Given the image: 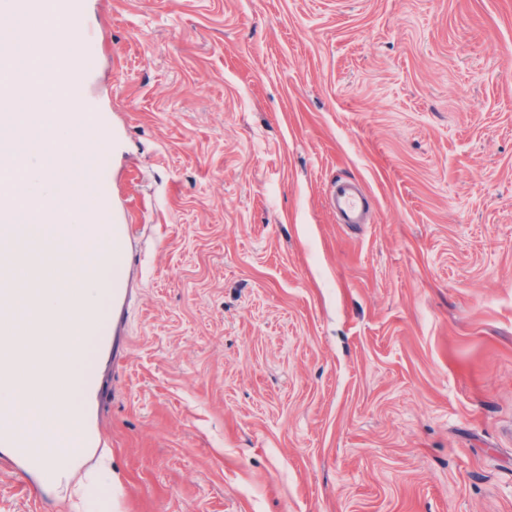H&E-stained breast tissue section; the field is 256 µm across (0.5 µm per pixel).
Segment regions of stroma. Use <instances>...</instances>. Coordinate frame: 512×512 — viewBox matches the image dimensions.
I'll return each instance as SVG.
<instances>
[{"label": "stroma", "mask_w": 512, "mask_h": 512, "mask_svg": "<svg viewBox=\"0 0 512 512\" xmlns=\"http://www.w3.org/2000/svg\"><path fill=\"white\" fill-rule=\"evenodd\" d=\"M78 25L141 263L88 360L93 453L62 492L0 461V512H512V0ZM339 178L372 223H337Z\"/></svg>", "instance_id": "stroma-1"}]
</instances>
